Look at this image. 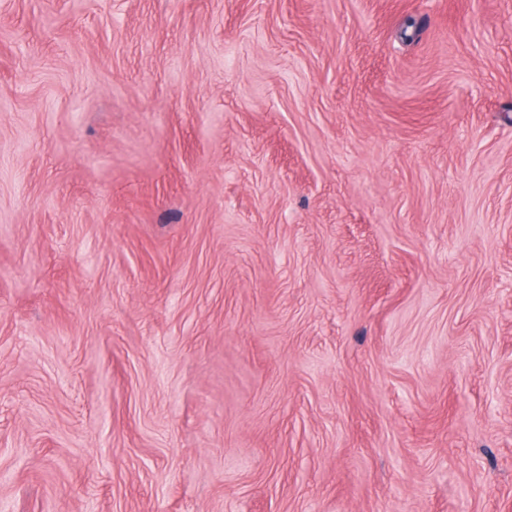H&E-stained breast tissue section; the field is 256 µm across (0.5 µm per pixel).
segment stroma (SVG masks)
Returning <instances> with one entry per match:
<instances>
[{
  "mask_svg": "<svg viewBox=\"0 0 512 512\" xmlns=\"http://www.w3.org/2000/svg\"><path fill=\"white\" fill-rule=\"evenodd\" d=\"M0 512H512V0H0Z\"/></svg>",
  "mask_w": 512,
  "mask_h": 512,
  "instance_id": "35a3bbf8",
  "label": "stroma"
}]
</instances>
